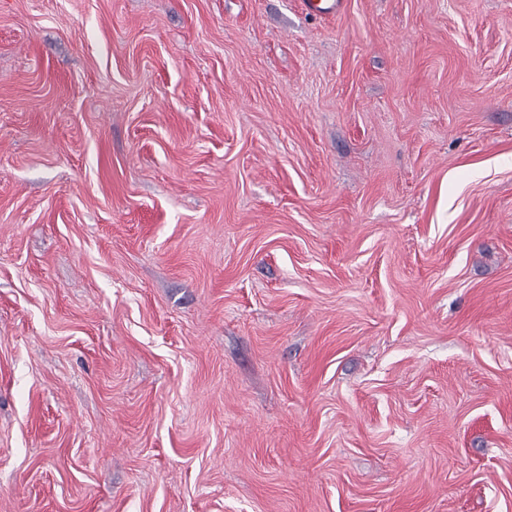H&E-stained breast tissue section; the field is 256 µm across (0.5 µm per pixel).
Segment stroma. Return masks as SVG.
Returning <instances> with one entry per match:
<instances>
[{
    "mask_svg": "<svg viewBox=\"0 0 512 512\" xmlns=\"http://www.w3.org/2000/svg\"><path fill=\"white\" fill-rule=\"evenodd\" d=\"M0 0V512H512V0Z\"/></svg>",
    "mask_w": 512,
    "mask_h": 512,
    "instance_id": "obj_1",
    "label": "stroma"
}]
</instances>
